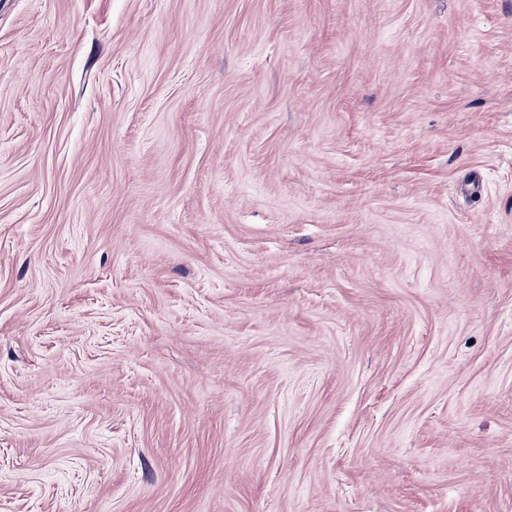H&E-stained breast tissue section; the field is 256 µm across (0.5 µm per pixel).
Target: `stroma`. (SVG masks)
Returning a JSON list of instances; mask_svg holds the SVG:
<instances>
[{
  "label": "stroma",
  "mask_w": 512,
  "mask_h": 512,
  "mask_svg": "<svg viewBox=\"0 0 512 512\" xmlns=\"http://www.w3.org/2000/svg\"><path fill=\"white\" fill-rule=\"evenodd\" d=\"M0 512H512V0H0Z\"/></svg>",
  "instance_id": "1"
}]
</instances>
